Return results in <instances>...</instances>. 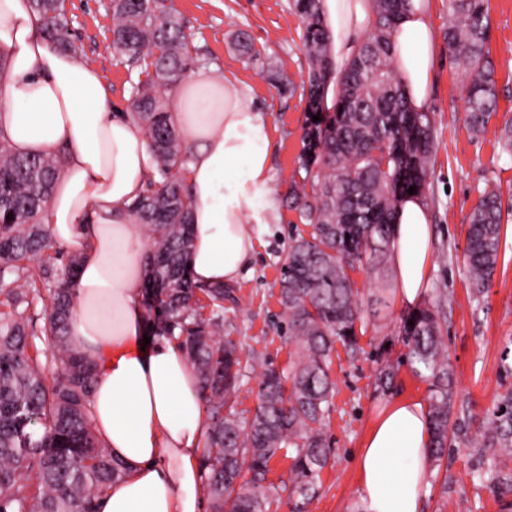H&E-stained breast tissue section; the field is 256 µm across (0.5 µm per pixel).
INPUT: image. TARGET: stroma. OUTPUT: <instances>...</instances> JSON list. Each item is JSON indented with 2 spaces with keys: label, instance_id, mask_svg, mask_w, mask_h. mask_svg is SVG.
I'll return each instance as SVG.
<instances>
[{
  "label": "stroma",
  "instance_id": "1",
  "mask_svg": "<svg viewBox=\"0 0 512 512\" xmlns=\"http://www.w3.org/2000/svg\"><path fill=\"white\" fill-rule=\"evenodd\" d=\"M180 18L202 66L216 67L246 87L253 106L263 113L274 142L272 199L280 221L254 224L257 241L250 274L235 283L234 300L224 303V333L256 354L260 363L284 369L293 346L288 319L279 302V280L291 240L308 234L286 205L293 175L309 157L307 132L322 131L329 113L312 117L303 89L307 62L302 25L291 0H166ZM70 27L87 63L102 73L113 102L127 107L138 69L130 68L112 48L108 0H69ZM448 0H432L431 23L437 35L432 96L436 161L423 199L434 227L432 265L425 301L442 300L448 320L445 343L456 377L455 441L441 467H429L421 512H512L477 473V455L465 445L488 421L496 397L512 387V223L503 225L494 275L482 294H474L464 263L469 215L480 191L497 185L503 203H512V155L500 139L512 122V0H490L489 58L494 68L498 111L485 132L473 133L466 121L465 78L443 38ZM250 35L251 56L240 54L236 32ZM366 325L358 332L357 353L337 347L331 376L336 395L326 436L329 462L310 501L289 494L288 458L270 464L267 483L274 499L270 512H364L358 492L357 450L376 407L396 399L427 400L428 384L415 377L403 358L401 317L396 290L378 295L363 270L352 272ZM384 307H376L377 297ZM387 357L399 371L390 390L378 385L377 359Z\"/></svg>",
  "mask_w": 512,
  "mask_h": 512
}]
</instances>
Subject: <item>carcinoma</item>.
I'll return each instance as SVG.
<instances>
[{"instance_id": "cac0c4a2", "label": "carcinoma", "mask_w": 512, "mask_h": 512, "mask_svg": "<svg viewBox=\"0 0 512 512\" xmlns=\"http://www.w3.org/2000/svg\"><path fill=\"white\" fill-rule=\"evenodd\" d=\"M31 2L45 36L81 56L65 0ZM405 5L374 0L373 25L340 78L338 109L311 145L317 170L306 164V176L290 183L288 206L311 226L309 237L291 245L279 281L295 348L288 372L265 365L254 410L244 413L239 393L257 358L221 337L224 299L233 289L198 287L187 270L190 202L182 173L189 152L167 93L198 57L164 0H111L113 48L140 69L128 115L149 138L158 175L131 206L151 244L146 299L155 309L157 335L177 340L205 402L199 468L210 512H269L265 481L270 462L281 455L291 459V494L310 499L328 463L332 353L338 342L358 350L363 320L349 271L385 278L398 193L410 186L423 190L434 164L432 116L409 109L393 68L391 29ZM291 8L303 23L308 107L318 112L329 78L330 33L318 0H292ZM489 27V0H448L444 39L464 71L466 118L476 133L497 112ZM62 172L59 157L17 154L0 133V305L6 307L0 311V512H97L99 498L125 474L96 434L88 407L95 362L68 343L80 259L64 257L43 220ZM503 223L500 192L484 188L464 249L476 294L495 272ZM441 311L438 300L402 318L405 361L429 383V453L437 464L456 426L455 375ZM39 343L59 355L61 367L51 378L47 363L31 353ZM472 445L492 492L512 495V390L497 399Z\"/></svg>"}]
</instances>
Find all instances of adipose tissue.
<instances>
[{"label": "adipose tissue", "instance_id": "adipose-tissue-1", "mask_svg": "<svg viewBox=\"0 0 512 512\" xmlns=\"http://www.w3.org/2000/svg\"><path fill=\"white\" fill-rule=\"evenodd\" d=\"M320 15L334 68L343 72L372 25L373 0H320ZM391 43L408 104L425 111L435 61L428 0H407ZM0 53L8 59L0 71V131L16 153L63 157L44 221L81 257L68 341L97 364L89 408L98 435L126 467L100 498L99 512H202L204 402L177 343L152 333L146 229L130 211L154 174L149 141L113 105L97 67L43 36L29 0H0ZM172 98L190 153L189 274L204 287L231 284L256 249L250 225L277 219L268 123L241 86L212 67L191 71ZM432 237L421 195L402 196L391 258L410 309L424 296ZM430 441L421 400L392 402L374 416L357 461L365 512H420Z\"/></svg>", "mask_w": 512, "mask_h": 512}]
</instances>
